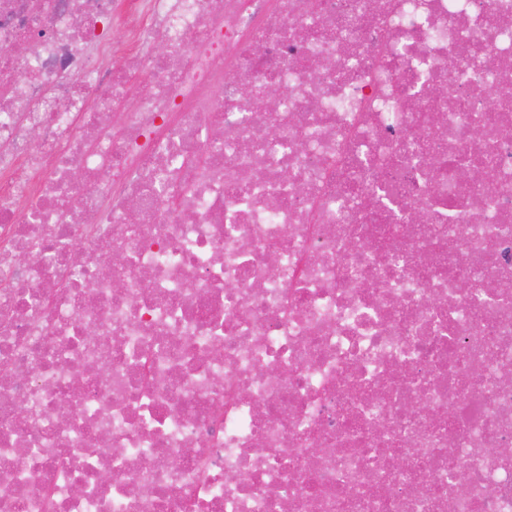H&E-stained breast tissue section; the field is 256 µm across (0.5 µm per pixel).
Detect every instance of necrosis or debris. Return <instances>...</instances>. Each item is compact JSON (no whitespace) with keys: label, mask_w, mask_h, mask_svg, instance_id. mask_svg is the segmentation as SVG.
<instances>
[{"label":"necrosis or debris","mask_w":512,"mask_h":512,"mask_svg":"<svg viewBox=\"0 0 512 512\" xmlns=\"http://www.w3.org/2000/svg\"><path fill=\"white\" fill-rule=\"evenodd\" d=\"M495 448L512 0H0V512H512Z\"/></svg>","instance_id":"1"}]
</instances>
